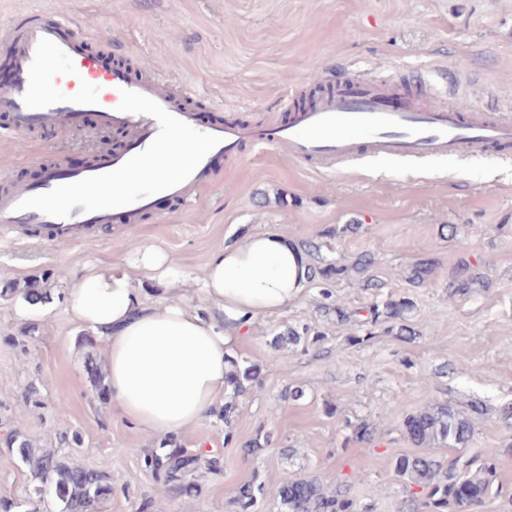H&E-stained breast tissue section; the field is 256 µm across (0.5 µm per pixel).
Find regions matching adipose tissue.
<instances>
[{
	"label": "adipose tissue",
	"instance_id": "1",
	"mask_svg": "<svg viewBox=\"0 0 512 512\" xmlns=\"http://www.w3.org/2000/svg\"><path fill=\"white\" fill-rule=\"evenodd\" d=\"M142 278L164 285L167 298L149 302L135 286ZM184 283L171 256L149 247L132 266L86 271L67 297L73 319L106 341L113 412L151 436L195 427L223 398L228 354L256 318L306 294L309 258L278 231L225 244L200 280L205 316L181 299Z\"/></svg>",
	"mask_w": 512,
	"mask_h": 512
}]
</instances>
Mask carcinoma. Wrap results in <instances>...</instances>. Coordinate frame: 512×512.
Returning a JSON list of instances; mask_svg holds the SVG:
<instances>
[{
  "label": "carcinoma",
  "mask_w": 512,
  "mask_h": 512,
  "mask_svg": "<svg viewBox=\"0 0 512 512\" xmlns=\"http://www.w3.org/2000/svg\"><path fill=\"white\" fill-rule=\"evenodd\" d=\"M311 259L310 274L314 281H329L333 277L358 275L361 286L374 290L383 287L382 282L372 278L369 270L372 257L359 255L351 264H333L322 253L323 245L314 242L304 244ZM432 271V265L417 261L407 271L405 279L417 287L423 284ZM487 283L468 262L458 264L448 277V295L466 296L475 288H485ZM21 292L31 305L52 302L48 289L36 279L19 289L7 284L0 289V297L6 293ZM413 302L402 297L387 298L373 303L363 323L388 324L387 332L402 340L416 335L408 322L413 311ZM325 311L335 314L336 323L357 320L359 310L342 304L328 305ZM310 328H288L275 334L269 341L268 361L282 363V351L290 345H298L308 339ZM229 390L224 394V407L217 413L224 422V440L233 437L232 424L237 409V399L247 393L258 382L260 368L237 357L229 358ZM85 371L92 391L97 396L108 395L107 374L103 364L93 358L85 364ZM485 413V405L479 400H469L465 409H460L448 400H437L410 413L403 421L405 437L419 448H466L468 452L452 456L429 453L407 454L390 450L395 474L405 486H417L426 490L424 505L431 512H460L466 505L470 509L482 505L494 494L497 465L494 459L485 458L480 449L473 447L476 422ZM351 427L352 438L358 442H370L374 430L370 423L346 422ZM8 451L30 472L34 485L25 500V512H40L41 502L47 492H52L58 512H97L99 503L112 496V476L94 468L81 465L69 457L60 455L52 448H43L26 436L16 432L8 442ZM143 468L149 471L161 487L158 500H147L139 512H163L166 501L191 496L199 492L197 473L203 468L212 472L220 467L216 457L201 452H190L174 438L160 444V450L145 454L141 459ZM264 494L262 485L249 483L238 490L234 498L237 512H255L258 499ZM281 512H355L354 501L341 489L329 491L316 477H296L283 481L276 489Z\"/></svg>",
  "instance_id": "1"
}]
</instances>
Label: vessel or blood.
I'll return each mask as SVG.
<instances>
[{"label": "vessel or blood", "instance_id": "vessel-or-blood-1", "mask_svg": "<svg viewBox=\"0 0 512 512\" xmlns=\"http://www.w3.org/2000/svg\"><path fill=\"white\" fill-rule=\"evenodd\" d=\"M9 75L0 80V137L34 132L92 140L86 125L124 135L96 163L51 161L45 177L22 181L0 173V238L30 243L85 242L105 224L137 223L164 200L195 208L200 193L241 160L246 148L270 145L288 157L336 168L362 153L385 157L483 154L512 146V116L465 118L420 105L397 84L344 79L312 107L266 127L233 120L202 122L184 106L190 90L157 71L139 78L96 49L65 18L35 13L0 29Z\"/></svg>", "mask_w": 512, "mask_h": 512}]
</instances>
